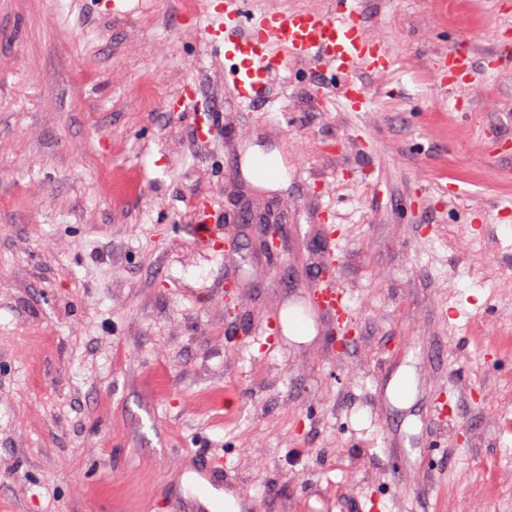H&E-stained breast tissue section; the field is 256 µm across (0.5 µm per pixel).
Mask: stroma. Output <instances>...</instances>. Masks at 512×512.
Returning a JSON list of instances; mask_svg holds the SVG:
<instances>
[{
    "mask_svg": "<svg viewBox=\"0 0 512 512\" xmlns=\"http://www.w3.org/2000/svg\"><path fill=\"white\" fill-rule=\"evenodd\" d=\"M111 3L0 0V512H174L215 455L257 512H512V0H359L392 61L367 112L302 60L240 107L178 0ZM252 143L287 188L243 176ZM249 207L285 216L278 260ZM328 264L342 350L333 312L282 330ZM263 167L274 169L276 177L273 179L262 177L261 168ZM241 169L244 177L255 186L273 191L285 189L288 186V169L278 149L266 150L258 145L249 147L245 151ZM275 172L271 171L270 175H275ZM298 320L301 321L300 325L297 324ZM282 323L285 335L296 341H304L312 331L310 324L304 321L303 311L299 307H288L283 312Z\"/></svg>",
    "mask_w": 512,
    "mask_h": 512,
    "instance_id": "35a3bbf8",
    "label": "stroma"
}]
</instances>
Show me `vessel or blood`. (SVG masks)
<instances>
[{
	"mask_svg": "<svg viewBox=\"0 0 512 512\" xmlns=\"http://www.w3.org/2000/svg\"><path fill=\"white\" fill-rule=\"evenodd\" d=\"M189 15L201 42L224 59V80L240 105L252 106L270 77L289 60H304L323 71L321 99L339 96L345 108L368 111L371 97L355 79L358 69L387 70L380 42L360 24L355 0H336V13L322 17L303 10L260 9L252 0H224L209 11V0H194Z\"/></svg>",
	"mask_w": 512,
	"mask_h": 512,
	"instance_id": "b4317fda",
	"label": "vessel or blood"
}]
</instances>
